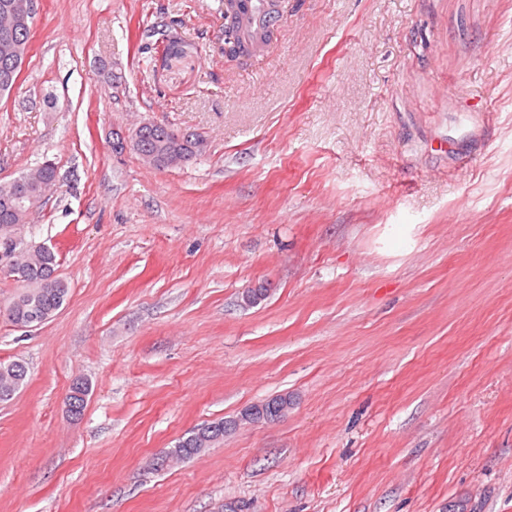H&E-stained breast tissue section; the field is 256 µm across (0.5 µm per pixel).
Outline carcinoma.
Returning a JSON list of instances; mask_svg holds the SVG:
<instances>
[{
	"label": "carcinoma",
	"instance_id": "obj_1",
	"mask_svg": "<svg viewBox=\"0 0 512 512\" xmlns=\"http://www.w3.org/2000/svg\"><path fill=\"white\" fill-rule=\"evenodd\" d=\"M232 12L225 13L229 27L234 33V44L229 46V53L239 56L249 51L238 35L240 20L249 8L247 0H231ZM143 151L152 155L155 169H168L170 162L184 166L195 160L203 149V144L192 139H176L171 128L164 124L148 122L143 127ZM29 179L27 196L20 197L12 190L15 181L0 183V248L15 237L20 241L15 244L14 262L11 276L21 283L22 291L9 305L3 316L14 326H19L34 314L42 313L53 317L64 306L69 295V286L62 278L55 275L58 267L55 252L46 251L41 245L27 241L24 228L33 209L41 203L45 194L42 184L58 179L55 164L46 160L40 166L20 174ZM27 380L26 366L14 361L0 362V401H6L4 395L16 394ZM224 442V420H216L196 426L185 433L167 452L179 460H188L204 449Z\"/></svg>",
	"mask_w": 512,
	"mask_h": 512
}]
</instances>
